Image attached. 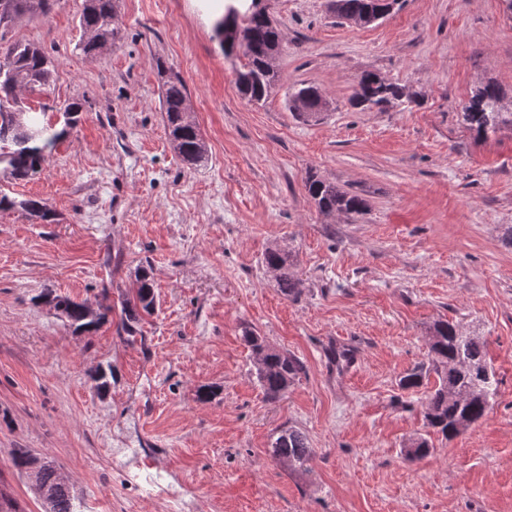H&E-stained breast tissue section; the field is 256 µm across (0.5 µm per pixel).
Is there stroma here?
<instances>
[{"mask_svg": "<svg viewBox=\"0 0 512 512\" xmlns=\"http://www.w3.org/2000/svg\"><path fill=\"white\" fill-rule=\"evenodd\" d=\"M82 6L54 0L10 29L56 66L27 106L52 124L68 101L83 111L32 180L0 184L56 213L42 224L0 211V491L43 512L11 463L29 448L69 478L82 512H512V126L477 139L460 118L488 81L512 110L504 0H401L367 27L330 0H264L284 41L260 105L241 98L214 38L224 0H119L121 38L92 57L77 48ZM161 64L186 83L203 169L168 139ZM366 71L409 100L353 107ZM300 84L326 101L318 118L290 110ZM310 173L363 197L366 213L321 214ZM271 248L290 254L298 296L266 270ZM143 265L160 308L133 339L113 323L74 332L36 301L51 289L116 304ZM446 319L483 337L498 394L411 461L403 448L426 434L434 383L400 379L428 364L429 328ZM246 326L304 366L280 400L256 382ZM107 363L101 395L91 374ZM288 426L314 450L307 470L270 455ZM157 451L156 484L138 471Z\"/></svg>", "mask_w": 512, "mask_h": 512, "instance_id": "obj_1", "label": "stroma"}]
</instances>
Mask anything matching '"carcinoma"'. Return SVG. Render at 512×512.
<instances>
[{
    "label": "carcinoma",
    "mask_w": 512,
    "mask_h": 512,
    "mask_svg": "<svg viewBox=\"0 0 512 512\" xmlns=\"http://www.w3.org/2000/svg\"><path fill=\"white\" fill-rule=\"evenodd\" d=\"M237 0H226L224 14L214 22V31L227 59L243 58L236 68V86L241 96L251 103L265 101L279 80L271 62L270 51L282 45L281 31L270 17L255 6L240 11ZM370 0H333L334 12L340 19L361 14ZM13 16L0 9V43L8 46L0 54V175L16 183L32 179L47 162L57 143L76 128L83 112V104L71 102L63 108L61 128L45 125L23 107L18 93L28 95L40 92L53 81L55 69L49 57L36 45L24 40H6ZM79 25L85 32L95 33L101 41L113 43L120 39L116 26L115 0H86L79 16ZM160 77L159 110L164 114L169 139L182 162L197 168L208 162V149L200 128L185 116L187 87L183 78L165 67L158 68ZM408 97L405 87L389 82L368 72L358 81L352 103L359 108L383 107ZM306 101L298 116L309 120L320 114L321 96L311 86L293 88L288 92V103ZM501 99V90L494 83L477 89L462 106L461 120L476 137L485 138L499 126L512 124L511 112L495 111ZM305 188L318 210L326 215L336 213L360 214L367 208L364 198L352 194L331 182L310 176ZM18 208L44 223L55 221V213L48 205L32 198L17 200L0 192V210ZM266 269L273 273L279 291L285 296L300 293V281L289 271L290 256L281 249H270L264 255ZM41 301L52 307L76 330L90 331L108 321L112 306L97 312L84 302L66 295L46 292ZM157 294L151 268L142 266L136 276V288L120 299L118 333L134 336L144 318L155 313ZM243 340L257 359L256 380L264 394L276 399L288 392L303 364L294 356L267 344L264 337L247 327ZM431 360L403 377L405 389L422 385L431 372L438 378L427 398L423 417L426 427L452 439L457 434L456 423L463 419L472 425L486 414L498 393V380L486 360L483 337L459 331L449 321H438L430 328ZM112 366L99 367L92 380L98 393H106L112 381ZM472 389L471 398L463 403L450 396L456 389ZM425 438L412 440L405 448L411 460H420L430 454ZM313 448L306 435L288 426L276 431L271 441V456L290 463V468L303 470L311 459ZM13 467L34 482L44 512H78L73 488L59 479L55 467L29 448H16L12 455Z\"/></svg>",
    "instance_id": "cac0c4a2"
}]
</instances>
